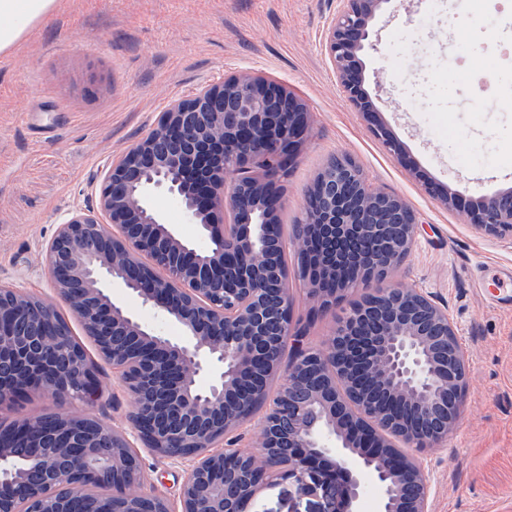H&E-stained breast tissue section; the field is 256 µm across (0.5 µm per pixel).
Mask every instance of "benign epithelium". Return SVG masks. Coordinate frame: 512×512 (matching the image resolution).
I'll return each instance as SVG.
<instances>
[{
	"label": "benign epithelium",
	"mask_w": 512,
	"mask_h": 512,
	"mask_svg": "<svg viewBox=\"0 0 512 512\" xmlns=\"http://www.w3.org/2000/svg\"><path fill=\"white\" fill-rule=\"evenodd\" d=\"M323 47L347 100L407 166L399 144L362 88L358 53L388 0H340ZM309 130L302 100L262 73H231L176 100L158 125L110 162L98 212L75 210L45 249L55 294L135 401L126 433L67 411L0 422V512H67L87 484L120 483L149 502L113 512H255L260 491L289 481L299 497L321 495L319 512H356L367 482L379 512H431L432 483L416 453L443 448L465 406V354L448 312L415 288L392 282L410 254L418 220L396 194L370 190L347 155L332 158L305 190L292 239L332 243L303 279L327 312L357 288L320 349L301 343L283 265L266 256L279 240L277 181ZM425 191L493 237L512 238V188L471 199L423 178ZM161 192L206 231L201 248L148 203ZM227 208L230 222L211 224ZM122 285L184 332L147 329L112 299ZM54 305L0 283V411L30 393L60 405H97L92 364L55 323ZM292 348L288 382L259 419L260 465L236 449L201 454L255 416L257 364L278 369ZM210 377L207 387L199 376ZM170 462L192 460L180 509L147 486L131 439Z\"/></svg>",
	"instance_id": "7a95c632"
}]
</instances>
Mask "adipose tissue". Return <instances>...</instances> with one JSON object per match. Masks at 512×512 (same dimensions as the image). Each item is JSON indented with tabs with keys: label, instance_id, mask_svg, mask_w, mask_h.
I'll return each mask as SVG.
<instances>
[{
	"label": "adipose tissue",
	"instance_id": "obj_1",
	"mask_svg": "<svg viewBox=\"0 0 512 512\" xmlns=\"http://www.w3.org/2000/svg\"><path fill=\"white\" fill-rule=\"evenodd\" d=\"M60 6L61 0H0V55L12 52Z\"/></svg>",
	"mask_w": 512,
	"mask_h": 512
}]
</instances>
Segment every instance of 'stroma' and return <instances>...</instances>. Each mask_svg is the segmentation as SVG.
<instances>
[{
    "instance_id": "1",
    "label": "stroma",
    "mask_w": 512,
    "mask_h": 512,
    "mask_svg": "<svg viewBox=\"0 0 512 512\" xmlns=\"http://www.w3.org/2000/svg\"><path fill=\"white\" fill-rule=\"evenodd\" d=\"M387 0L358 54L363 87L397 140L398 163L343 96L324 55L339 0H63L0 60V282L51 301L104 390L93 407L127 427L130 397L44 269L57 227L94 210L111 159L144 137L174 99L255 70L282 82L310 114L306 142L282 183L283 235L304 212V191L326 162L350 156L368 187L403 197L420 226L399 277L448 316L466 356L465 409L442 449L419 459L433 512H512V302L487 282L512 272V240L487 236L446 210L419 179L487 197L512 187V7L488 0ZM293 320L309 346L337 311H317L285 245ZM135 453L157 493L177 502L190 462ZM282 482L257 512H318Z\"/></svg>"
}]
</instances>
